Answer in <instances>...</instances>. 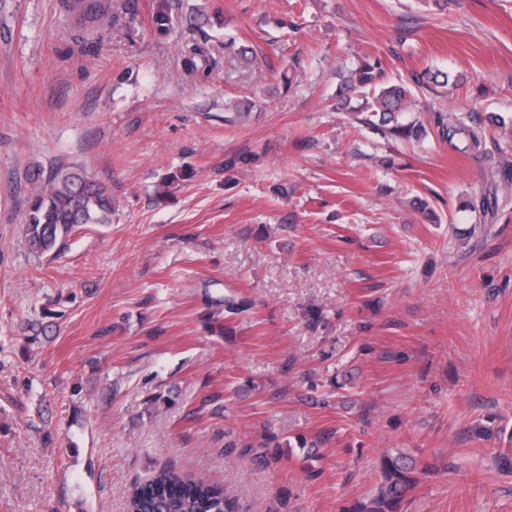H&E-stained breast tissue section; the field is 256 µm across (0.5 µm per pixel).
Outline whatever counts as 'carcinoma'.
Returning <instances> with one entry per match:
<instances>
[{"label": "carcinoma", "instance_id": "carcinoma-1", "mask_svg": "<svg viewBox=\"0 0 512 512\" xmlns=\"http://www.w3.org/2000/svg\"><path fill=\"white\" fill-rule=\"evenodd\" d=\"M63 7L77 31L90 35L112 21L114 0H63ZM185 70L211 71L218 60L209 47L193 44L182 48ZM448 73L430 69L412 75L418 85L447 83ZM344 90L363 100L360 123L382 134L420 139L426 128L404 121L411 112V91L404 84L383 81L379 59L365 58L351 71ZM433 132L461 154H480L485 143L481 127L470 116L459 113L433 116ZM32 187L25 216L24 233L31 253L40 256L52 250L82 224L112 223V193L108 187L88 179L77 168H59L48 178L31 174ZM425 471L403 453L382 457L381 478L368 501L357 512H401V505L420 484ZM224 485L186 477L171 468L155 470L136 483L130 492L128 512H233Z\"/></svg>", "mask_w": 512, "mask_h": 512}]
</instances>
